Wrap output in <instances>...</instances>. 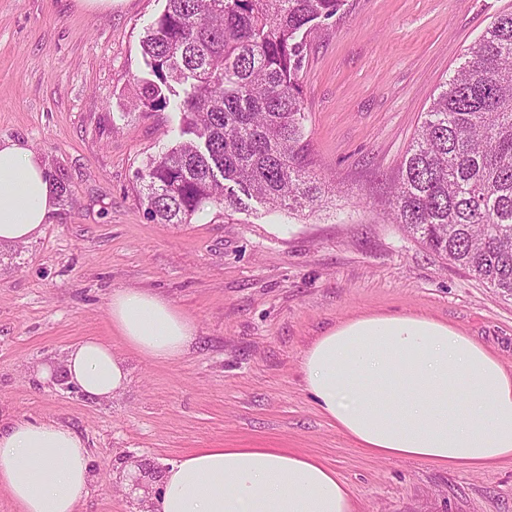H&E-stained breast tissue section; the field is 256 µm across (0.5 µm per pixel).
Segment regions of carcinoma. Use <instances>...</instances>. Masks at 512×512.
I'll use <instances>...</instances> for the list:
<instances>
[{
    "instance_id": "cac0c4a2",
    "label": "carcinoma",
    "mask_w": 512,
    "mask_h": 512,
    "mask_svg": "<svg viewBox=\"0 0 512 512\" xmlns=\"http://www.w3.org/2000/svg\"><path fill=\"white\" fill-rule=\"evenodd\" d=\"M343 2L166 0L142 40L152 78L141 104L164 109L177 97L190 139L139 176L153 220L227 211L238 190L288 211L332 193L306 171L300 74L307 37ZM384 210L432 252L512 295V12L441 86Z\"/></svg>"
}]
</instances>
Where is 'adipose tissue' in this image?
<instances>
[{"instance_id": "ef3b65f1", "label": "adipose tissue", "mask_w": 512, "mask_h": 512, "mask_svg": "<svg viewBox=\"0 0 512 512\" xmlns=\"http://www.w3.org/2000/svg\"><path fill=\"white\" fill-rule=\"evenodd\" d=\"M57 208L49 170L29 143L0 141V244L28 243ZM114 332L140 358L180 360L193 319L141 288L114 289ZM301 372L319 410L381 458L481 467L512 457V372L471 337L426 317L366 316L316 337ZM62 377L109 400L129 381L109 341L67 352ZM94 474L85 441L55 420H0V488L21 512H77ZM153 512H353L345 483L285 448H199L163 472Z\"/></svg>"}]
</instances>
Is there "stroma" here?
<instances>
[{"instance_id":"obj_1","label":"stroma","mask_w":512,"mask_h":512,"mask_svg":"<svg viewBox=\"0 0 512 512\" xmlns=\"http://www.w3.org/2000/svg\"><path fill=\"white\" fill-rule=\"evenodd\" d=\"M166 0H0V139L25 140L62 184L42 235L0 245V416L53 419L87 444L97 479L78 512H140L167 465L198 448H289L335 470L355 512H512V457L478 470L383 459L307 391L313 340L362 314L423 315L512 372V296L427 249L380 202L440 87L512 0H345L308 37L300 85L309 172L335 183L312 210L254 198L188 224L148 218L138 174L180 139L181 115L138 101L141 39ZM156 292L197 337L173 363L128 354L107 401L37 366L115 340L116 288Z\"/></svg>"}]
</instances>
